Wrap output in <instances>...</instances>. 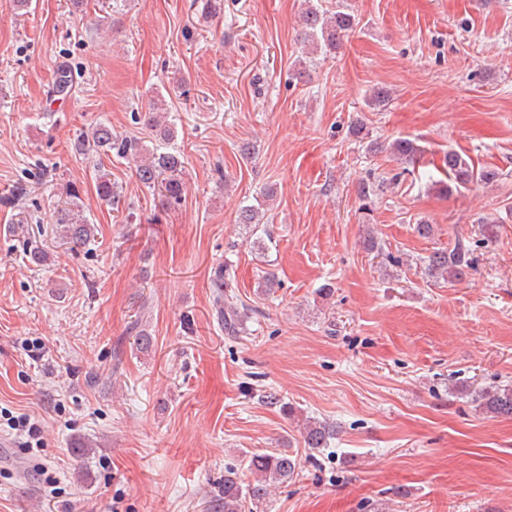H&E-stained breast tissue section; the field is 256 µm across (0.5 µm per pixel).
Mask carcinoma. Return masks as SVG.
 Returning <instances> with one entry per match:
<instances>
[{
	"instance_id": "carcinoma-1",
	"label": "carcinoma",
	"mask_w": 512,
	"mask_h": 512,
	"mask_svg": "<svg viewBox=\"0 0 512 512\" xmlns=\"http://www.w3.org/2000/svg\"><path fill=\"white\" fill-rule=\"evenodd\" d=\"M359 25L353 11L337 0L336 9L321 10L310 4L302 13L301 30L298 43L307 54L331 55L340 48ZM145 125L156 131L160 145L148 146L131 139L119 138L112 134V127L100 122L88 130L80 132L74 143L76 154L87 159H99L94 167L95 190L100 200L119 206L121 195L118 186L112 183L111 173L100 162L102 157L115 154L124 157L130 153L136 155V177L149 189H158L165 198L166 205L180 203L185 191L183 181L184 161L180 151L167 145L174 137V129L166 116H155L149 111L144 114ZM390 153L404 164L416 165L424 157L425 149L416 141L397 138L389 145ZM439 171L444 179L433 183L438 194L448 196L460 193L474 183L490 184L499 177L495 168L476 167L460 153L449 150L443 153ZM55 234L73 244H83L94 233V227L88 224L81 206H58L51 216ZM261 208L246 205L238 213L237 222L247 227L262 223ZM26 253L36 265H44L49 260L46 250L35 239L27 242ZM473 248L470 243L459 239L448 249L433 252L427 257V273L436 278L453 281L462 277L472 268ZM230 284L224 275V268L214 271L211 288L215 294L216 305L224 319V331L230 336L240 332V322L246 314L240 313ZM478 406L486 413L497 418L512 419V386L505 385L479 392L475 396ZM303 440L308 448H325L337 435L336 425L307 417L302 424ZM298 467L297 459L286 452L256 454L247 464L248 478H243L239 469L224 468V502L216 505L220 512H245L246 507L263 504L269 494L270 486L283 484L292 479Z\"/></svg>"
}]
</instances>
